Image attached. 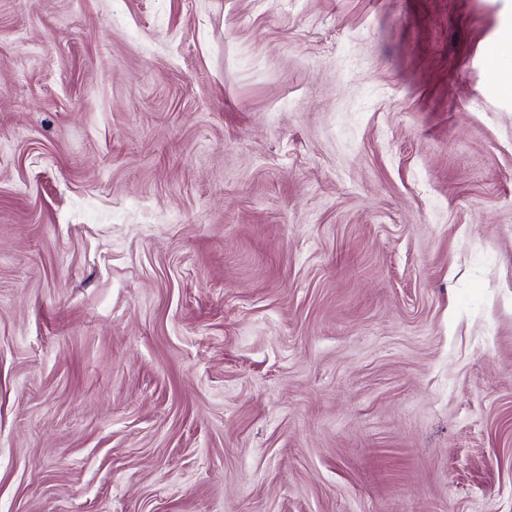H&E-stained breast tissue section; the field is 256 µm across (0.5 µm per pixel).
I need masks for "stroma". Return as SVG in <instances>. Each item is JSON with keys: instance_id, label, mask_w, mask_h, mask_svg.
Instances as JSON below:
<instances>
[{"instance_id": "obj_1", "label": "stroma", "mask_w": 512, "mask_h": 512, "mask_svg": "<svg viewBox=\"0 0 512 512\" xmlns=\"http://www.w3.org/2000/svg\"><path fill=\"white\" fill-rule=\"evenodd\" d=\"M512 0H0V512H512Z\"/></svg>"}]
</instances>
